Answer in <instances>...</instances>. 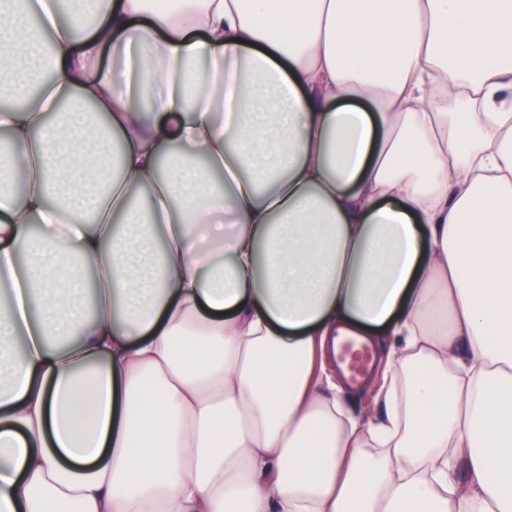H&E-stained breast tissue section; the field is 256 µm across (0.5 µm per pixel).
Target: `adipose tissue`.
Here are the masks:
<instances>
[{
    "label": "adipose tissue",
    "instance_id": "1",
    "mask_svg": "<svg viewBox=\"0 0 512 512\" xmlns=\"http://www.w3.org/2000/svg\"><path fill=\"white\" fill-rule=\"evenodd\" d=\"M70 2L0 0V512H512V0ZM371 345H366L371 352V362L367 373L357 381H350L344 385V389L348 394V405L356 412L368 410L369 413H377L379 406L376 402V395L369 399V395H373L375 389L374 380L367 384H363L364 379L372 370L373 355L381 354L388 345L387 336H371Z\"/></svg>",
    "mask_w": 512,
    "mask_h": 512
}]
</instances>
